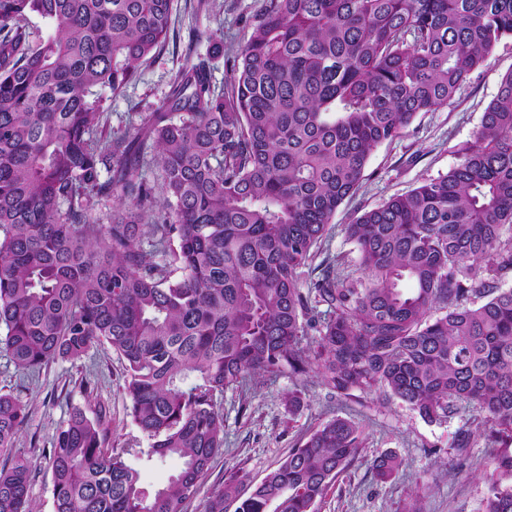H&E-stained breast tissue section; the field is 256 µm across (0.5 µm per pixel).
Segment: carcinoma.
<instances>
[{"label":"carcinoma","instance_id":"carcinoma-1","mask_svg":"<svg viewBox=\"0 0 512 512\" xmlns=\"http://www.w3.org/2000/svg\"><path fill=\"white\" fill-rule=\"evenodd\" d=\"M171 5L0 0V350L38 372L110 346L148 440L108 448L101 418L73 408L48 453L54 512H187L224 450L218 397L285 370L429 422L472 406L457 450L495 449L483 512H512V72L447 174L346 225L361 277L306 271L372 150L512 38V0H266L226 93L193 65L114 138L99 90L121 93L165 44ZM31 16L53 33L32 38ZM96 198L116 202L110 223L92 219ZM29 418L0 393V512H33L15 449ZM362 447L332 418L249 493L224 476L204 512H317ZM168 456L182 467L152 493L132 460ZM399 467L386 453L371 470Z\"/></svg>","mask_w":512,"mask_h":512}]
</instances>
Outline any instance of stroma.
I'll return each mask as SVG.
<instances>
[{
	"label": "stroma",
	"instance_id": "obj_1",
	"mask_svg": "<svg viewBox=\"0 0 512 512\" xmlns=\"http://www.w3.org/2000/svg\"><path fill=\"white\" fill-rule=\"evenodd\" d=\"M264 5L265 0H172L165 45L138 67L122 93L106 88L99 93L108 131L116 137L131 133L141 114L161 105L178 71L201 61L208 66L214 93H224L232 60L249 39ZM217 40L224 43L223 53L212 51ZM510 72L512 38H507L448 106L419 113L400 138L374 148L359 190L338 209L325 241L330 255L344 256V274L360 275L359 254L346 236V224L455 166L458 148L472 139L502 77ZM124 385V363L106 346L92 348L74 363L54 360L36 374L17 370L0 352V391L19 396L30 412L16 446L30 454L34 477L29 497L35 512H53L48 451L55 430L73 407H82L91 416L103 413L107 446L146 447L127 414ZM296 389L303 392V404L292 413L286 398ZM221 411L224 452L215 459L188 512H202L226 473L242 474L249 482L261 480L313 429L336 416L359 426L364 447L359 459L328 489L317 512H405L414 500L424 512H482L487 493L483 473L491 451L478 444L461 453L454 446L469 411L431 423L399 400L383 401L376 392L339 400L315 376L286 372L225 390ZM385 452L397 455L401 467L395 477L381 482L370 465Z\"/></svg>",
	"mask_w": 512,
	"mask_h": 512
}]
</instances>
